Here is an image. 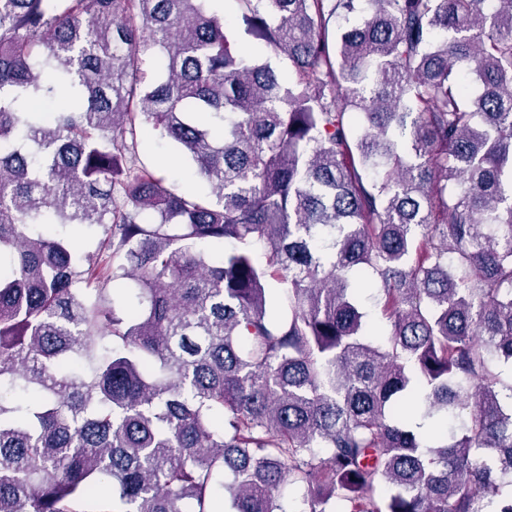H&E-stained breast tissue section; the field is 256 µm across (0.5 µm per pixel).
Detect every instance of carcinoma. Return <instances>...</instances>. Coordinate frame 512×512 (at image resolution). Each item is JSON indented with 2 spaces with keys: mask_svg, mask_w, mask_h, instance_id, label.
Returning a JSON list of instances; mask_svg holds the SVG:
<instances>
[{
  "mask_svg": "<svg viewBox=\"0 0 512 512\" xmlns=\"http://www.w3.org/2000/svg\"><path fill=\"white\" fill-rule=\"evenodd\" d=\"M209 2L0 0V512H512V0ZM139 159L163 176L172 189L178 192L189 189L182 183L184 173L193 174L188 161L177 147L160 140L147 125L142 128L140 134ZM59 230L68 236L79 249L88 252H92L96 249L97 243L103 235L102 228L97 226L91 229L66 226L59 228Z\"/></svg>",
  "mask_w": 512,
  "mask_h": 512,
  "instance_id": "obj_1",
  "label": "carcinoma"
}]
</instances>
